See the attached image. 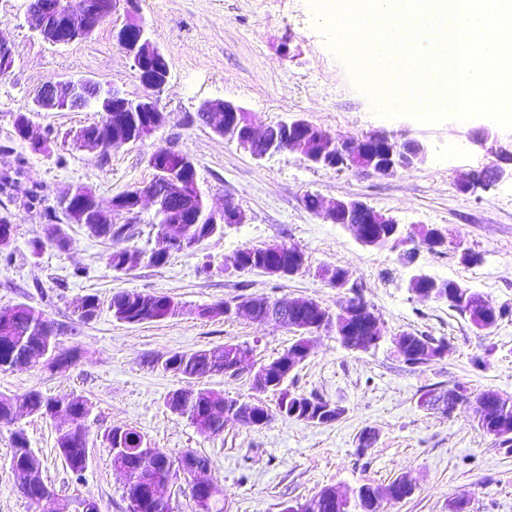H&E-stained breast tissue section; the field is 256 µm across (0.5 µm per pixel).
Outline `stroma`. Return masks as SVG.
Returning a JSON list of instances; mask_svg holds the SVG:
<instances>
[{"label":"stroma","mask_w":512,"mask_h":512,"mask_svg":"<svg viewBox=\"0 0 512 512\" xmlns=\"http://www.w3.org/2000/svg\"><path fill=\"white\" fill-rule=\"evenodd\" d=\"M142 17L166 54L171 71L160 95L168 120L145 141L103 159L77 151L73 137L99 119L94 108L42 112L33 122L48 135L50 151L31 153L14 138L13 120L32 104L39 89L66 76L85 75L114 83L129 95L143 90L131 61L112 37L125 21L117 10L92 37L68 45L45 43L29 27L25 0H0V36L15 52V66L0 78V170L10 171L24 157L25 173L9 194H0V213L11 212L16 232L12 263L0 261V305L24 302L52 321L75 327L63 345L78 346L79 361L53 371H0V395L31 390L55 399L80 395L89 406L87 423L98 444L82 478L66 468L56 452L58 424L22 416L18 424L43 463V477L64 502L94 496L101 512H127L125 477L113 468L100 440L114 427L143 431L152 447L171 456L192 451L206 456L207 479L224 489V512H280L284 502L303 503L321 489L342 491L361 484L387 488L406 477L410 497L387 501L383 512H448L449 500L465 498L471 512H512V448H501L472 423L466 407L452 415L430 413L418 404L422 392L467 383L473 391L495 389L512 395V317L489 336L438 302L412 294L409 281L423 272L452 279L512 310V181L488 190L461 192L459 181L497 163V154L472 145L468 130L485 127L477 117L462 124L449 117L437 124L412 115L379 116L350 65L329 48L325 28L309 0H138ZM204 99L240 103L257 126L300 116L336 139L372 131L397 141L429 145L427 160L393 175L335 171L309 166L298 154L255 159L248 149L225 140L196 119ZM170 145L194 161L199 184L213 208L233 199L249 223L225 228L191 252L172 254L160 267L139 264L126 273L109 267V242L70 225L72 247L32 244L45 224L42 208H27L24 196L41 184L48 205L79 184L91 186L102 204L138 183L150 181L148 158L156 146ZM313 193L326 200L357 199L396 218L404 235L422 228H447L460 235L459 248L439 254L419 248L404 260L405 246L370 248L352 230L331 224L305 208ZM287 242L301 248L306 265L293 277L275 280L259 272L225 271L245 245ZM478 253L465 264L461 250ZM344 269L361 289L381 325L393 332L419 331L448 341L447 355L426 367L410 368L390 344L369 352L342 348L335 336L313 338L308 359L289 379L291 389L316 393L345 409L341 420L310 426L273 418L259 427L226 426L217 436L197 432L166 404L181 382L164 372L161 360L176 351L207 349L227 342L250 353L236 376L215 374L204 387L232 398H258L274 408L272 393H256L258 367L283 353L292 332L275 322L202 318L199 306L240 295L294 300L312 298L338 311L351 297L321 280V269ZM159 292L180 302L173 318L130 325L113 318L109 303L121 290ZM97 296L98 318L77 324L74 308ZM375 440L359 448L358 437ZM11 429L0 427V512H35L20 492L11 469Z\"/></svg>","instance_id":"1"}]
</instances>
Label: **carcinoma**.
<instances>
[{
	"label": "carcinoma",
	"instance_id": "1",
	"mask_svg": "<svg viewBox=\"0 0 512 512\" xmlns=\"http://www.w3.org/2000/svg\"><path fill=\"white\" fill-rule=\"evenodd\" d=\"M47 224L44 239L33 243V253H38L45 245L59 251H67L72 239L60 222L56 208L45 210ZM190 239L198 244L204 239L224 233L222 224H187ZM165 225H155L157 246L149 250H131L122 243L129 240L131 234L115 229H98L95 224L86 225L88 233L96 238L113 242L114 247L107 256V263L116 272H128L144 260L150 266L159 267L167 263L172 253L182 252L184 248L165 240ZM15 225L11 214H0V253L3 261L10 263L13 252H3L14 237ZM243 256L241 271L263 270L269 261L268 246H248L239 249ZM471 287L458 284L448 309L468 318L478 331L490 335L499 322L508 316L503 307L489 309L485 306L473 307L470 304ZM247 302L249 298L238 296L231 300L220 301L200 308L198 315L203 318L222 316L227 320L235 317L233 312L237 302ZM86 307L76 313V321L87 324L95 320L100 311L99 299L94 295L84 297ZM258 306L253 320L261 323L269 317H275L290 329L295 336L293 348H304L309 342V328L329 325L326 310L315 308L297 315L284 309L286 302L268 297L257 299ZM110 309L113 317L123 323L140 324L161 321L180 314L181 306L173 297L159 292L122 290L112 296ZM63 327L50 320L43 311L25 304L16 303L0 306V370L29 369L41 367L51 369L62 365H72L79 359L76 346L65 348L60 336ZM408 344L405 351L409 356L403 362L413 368L425 366L423 357L433 355L438 346L448 347L444 339H437L422 332H405ZM227 345L193 352H173L162 362L164 371L182 379L186 386L174 390L168 395L167 405L174 413L186 418L199 433L216 436L224 432L229 421L246 427L260 426L277 415L285 420L303 421L315 425H324L338 421L345 408L326 400L317 394H306L288 387L276 386L271 392L276 396V413L269 412L265 406H256V414L245 419L236 418L234 411L237 399L224 394L201 388L198 383L217 372L224 371V350ZM69 413L71 423L58 430L56 440L59 457L77 476H82L88 468L94 448V440L87 425L89 407L80 396H74L67 402L48 398L37 390H31L17 397L0 396V425L15 424L19 412L36 414L43 418H54L55 410ZM472 422L484 434L494 438L501 448L512 447V408L506 410L500 404L488 403L481 417ZM11 468L17 477L18 486L23 495L36 508V512H65L67 505L62 503L58 493L45 482L42 475V463L31 449L23 429L11 432ZM103 444L109 448L112 466L126 476L125 498L128 500L142 497L151 483L164 480L170 485L180 484L195 478L192 470H182L177 459L159 448L150 446L146 434L134 427H114L103 434ZM334 489L328 487L319 491L310 502L316 505L314 512H378L375 502L376 487L361 484L352 490L351 497L338 503L332 497Z\"/></svg>",
	"mask_w": 512,
	"mask_h": 512
}]
</instances>
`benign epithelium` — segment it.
<instances>
[{
	"instance_id": "benign-epithelium-1",
	"label": "benign epithelium",
	"mask_w": 512,
	"mask_h": 512,
	"mask_svg": "<svg viewBox=\"0 0 512 512\" xmlns=\"http://www.w3.org/2000/svg\"><path fill=\"white\" fill-rule=\"evenodd\" d=\"M126 4V23L114 31L113 37L125 56L138 70L149 69L151 74L143 82L144 90L137 96H130L113 84L106 86L87 76H70L55 83H48L38 91L33 99L31 112H60L83 109L94 106L102 116V122L90 129L75 141L78 150L104 157L107 145H126L130 140L113 135V126L117 125L128 130L133 125L132 113L149 114L142 118L144 126L138 136L148 138L165 123V115L157 104V99L169 82L170 68L167 57L152 37L145 20L140 16L137 0H97L85 11L78 10L76 0H44L38 10L26 9L27 21L33 32L44 42L52 45H67L77 40L90 37L99 22L116 10L117 4ZM15 57L9 41L0 36V68L11 71ZM197 111L207 113L210 128L234 130L237 136L234 140L246 146L257 159L278 153L277 136L270 135L268 128L260 129L251 120L248 112L238 103L231 100L207 99L202 101ZM307 120L292 117L277 122L279 133L288 139V149L298 152L311 166L357 168L358 161L374 153L379 155L376 166L367 169L377 174L388 176L398 169L413 168L425 162L428 155V145L420 140H406L399 146L392 145L390 137L384 133L374 132L361 139H349L336 143V154L332 155L322 144L313 145L298 137L302 125ZM34 124L26 113L15 117L14 131L21 140L31 146L43 145V138L33 133ZM470 143L484 146L492 143L496 153L503 160L511 159L512 152L497 146L498 135L490 128L483 127L468 134ZM168 170L166 177L159 186L151 183L140 185L120 200H114L110 209H104L100 202L94 203L97 223H112V214L124 213L137 217L144 200L149 199L155 205L156 215H167V203L172 197L183 200L200 191L196 167L192 158L174 149L168 151ZM509 176L512 170L501 165H493L487 175L465 179L459 188L464 193L473 192L479 188L491 187ZM82 186L77 185L59 198L65 217L70 224H82L85 220L84 198L81 196ZM320 213L332 224H345L350 228L357 241L366 247H374L378 240L369 233L368 224H390L392 232L399 230V223L391 216L378 211L363 201L333 199L323 203ZM212 224H246L249 221L247 213L233 200L228 199L220 211L208 210ZM427 280L432 284V290L425 295L427 299H448V280L438 279L425 273L411 277L409 288L415 295L420 292L414 289L416 282ZM399 334H391L379 327L377 321H371V330L365 337L364 344L368 347L389 342L398 347ZM298 354L290 353L279 360L268 361L260 365L257 380L264 383L266 378L288 377V367L297 361Z\"/></svg>"
}]
</instances>
